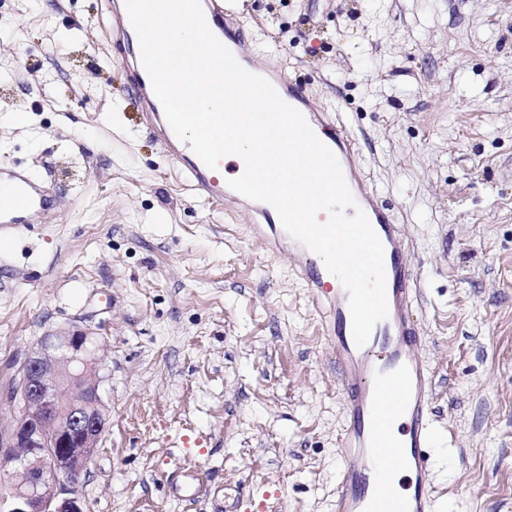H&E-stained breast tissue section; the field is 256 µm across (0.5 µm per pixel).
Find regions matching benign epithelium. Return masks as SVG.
<instances>
[{"mask_svg":"<svg viewBox=\"0 0 512 512\" xmlns=\"http://www.w3.org/2000/svg\"><path fill=\"white\" fill-rule=\"evenodd\" d=\"M97 348L93 332L72 328L44 337L23 360L10 392L17 412L0 429V466L20 481L0 498V512H84L74 484L107 426Z\"/></svg>","mask_w":512,"mask_h":512,"instance_id":"1","label":"benign epithelium"}]
</instances>
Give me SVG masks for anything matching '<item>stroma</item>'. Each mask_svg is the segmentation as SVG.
Returning a JSON list of instances; mask_svg holds the SVG:
<instances>
[{
    "label": "stroma",
    "mask_w": 512,
    "mask_h": 512,
    "mask_svg": "<svg viewBox=\"0 0 512 512\" xmlns=\"http://www.w3.org/2000/svg\"><path fill=\"white\" fill-rule=\"evenodd\" d=\"M113 2L0 0V162L63 198L0 230V426L24 358L80 327L99 338L109 416L85 512H335L346 409L312 294L288 252L250 238V211L195 190L155 141ZM235 13L250 58L345 125L405 227L434 512H512V0Z\"/></svg>",
    "instance_id": "obj_1"
}]
</instances>
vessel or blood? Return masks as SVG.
Wrapping results in <instances>:
<instances>
[{
	"instance_id": "b4317fda",
	"label": "vessel or blood",
	"mask_w": 512,
	"mask_h": 512,
	"mask_svg": "<svg viewBox=\"0 0 512 512\" xmlns=\"http://www.w3.org/2000/svg\"><path fill=\"white\" fill-rule=\"evenodd\" d=\"M206 23L215 37L223 38L243 68L251 61L243 54L239 34L225 26L228 11L217 0H202ZM132 70L157 136L179 164L189 182L205 194H221L234 204L256 211L259 222L250 233L273 253L292 249L296 271L310 288L321 314L324 333L341 371L347 426L341 440L343 461L336 488V512H434L429 490L430 461L425 453L431 443L432 378L415 356L416 322L412 299L417 291L415 275L403 258L404 241L374 190L351 161V140L344 127L326 129V145L337 157L358 206L367 215L384 248L388 302L387 317L378 322L365 346H357L348 295L323 261L284 230L276 209L225 188L213 169L199 157H188L186 144L167 121L154 94L141 59ZM59 194L31 177L27 170L0 164V224H32L54 209ZM394 448L412 478L405 493H398L384 448Z\"/></svg>"
}]
</instances>
